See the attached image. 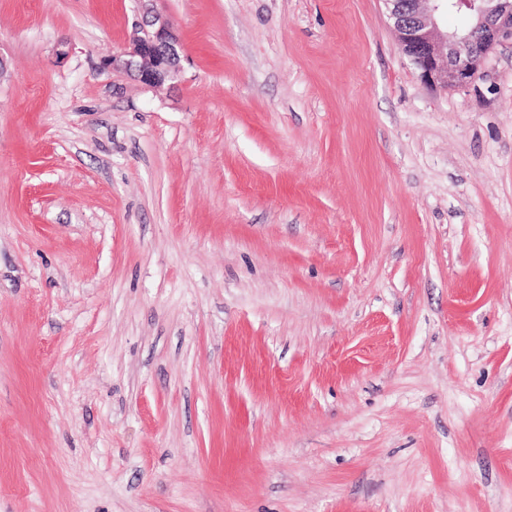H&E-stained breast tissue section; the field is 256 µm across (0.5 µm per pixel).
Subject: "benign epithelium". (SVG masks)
Instances as JSON below:
<instances>
[{"mask_svg":"<svg viewBox=\"0 0 512 512\" xmlns=\"http://www.w3.org/2000/svg\"><path fill=\"white\" fill-rule=\"evenodd\" d=\"M386 0L389 19L405 55L420 70L424 82L441 88H466L484 75V64L500 43L512 39V0ZM465 10L469 29H441L437 12ZM179 42L174 22L151 7L137 17L128 45L112 55L110 66L134 74L148 87L175 84L181 74Z\"/></svg>","mask_w":512,"mask_h":512,"instance_id":"benign-epithelium-1","label":"benign epithelium"}]
</instances>
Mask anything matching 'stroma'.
Returning a JSON list of instances; mask_svg holds the SVG:
<instances>
[{
    "label": "stroma",
    "instance_id": "35a3bbf8",
    "mask_svg": "<svg viewBox=\"0 0 512 512\" xmlns=\"http://www.w3.org/2000/svg\"><path fill=\"white\" fill-rule=\"evenodd\" d=\"M156 7L0 0V512H512V42ZM389 19L405 55L424 82L466 88L484 75V64L500 43L512 39L511 0H385ZM437 2L426 9L423 2ZM465 10L473 19L463 32L443 31L437 12ZM180 61L174 22L153 7H146L134 23L128 45L112 54L109 65L113 71L134 74L141 84L152 88L177 83Z\"/></svg>",
    "mask_w": 512,
    "mask_h": 512
}]
</instances>
